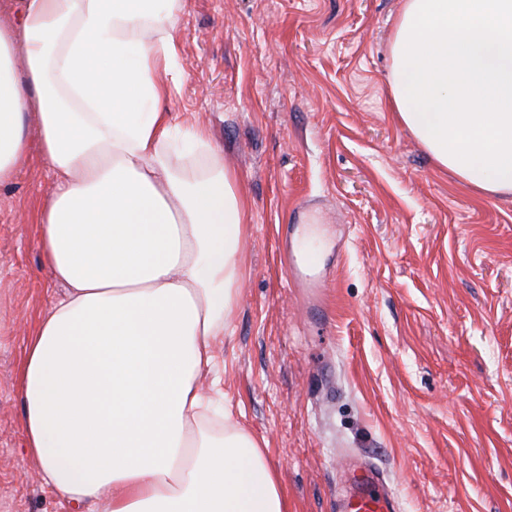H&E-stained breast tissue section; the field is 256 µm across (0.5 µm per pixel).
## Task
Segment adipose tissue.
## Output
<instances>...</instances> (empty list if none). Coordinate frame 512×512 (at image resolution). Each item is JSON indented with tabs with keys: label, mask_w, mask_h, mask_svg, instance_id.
I'll return each instance as SVG.
<instances>
[{
	"label": "adipose tissue",
	"mask_w": 512,
	"mask_h": 512,
	"mask_svg": "<svg viewBox=\"0 0 512 512\" xmlns=\"http://www.w3.org/2000/svg\"><path fill=\"white\" fill-rule=\"evenodd\" d=\"M184 2L0 5V186L35 156L55 176L36 224L60 293L24 348V441L78 512H288L266 448L216 431L201 388L248 204L166 107ZM390 54V107L435 163L512 196V0H403Z\"/></svg>",
	"instance_id": "ef3b65f1"
}]
</instances>
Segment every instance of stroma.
Listing matches in <instances>:
<instances>
[{"mask_svg": "<svg viewBox=\"0 0 512 512\" xmlns=\"http://www.w3.org/2000/svg\"><path fill=\"white\" fill-rule=\"evenodd\" d=\"M401 0H186L168 104L249 203L221 408L263 442L288 512H340L347 467L396 512H512V197L440 169L389 104ZM32 157L0 187V512H75L25 448V342L58 295ZM313 246L316 295L279 249Z\"/></svg>", "mask_w": 512, "mask_h": 512, "instance_id": "35a3bbf8", "label": "stroma"}]
</instances>
